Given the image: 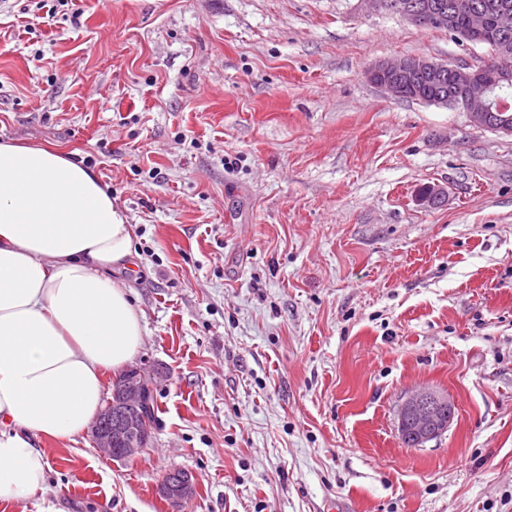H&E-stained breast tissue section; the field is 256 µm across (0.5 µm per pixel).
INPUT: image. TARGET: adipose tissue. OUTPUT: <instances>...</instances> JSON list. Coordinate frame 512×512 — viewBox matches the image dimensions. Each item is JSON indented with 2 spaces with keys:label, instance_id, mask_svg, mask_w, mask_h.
<instances>
[{
  "label": "adipose tissue",
  "instance_id": "1",
  "mask_svg": "<svg viewBox=\"0 0 512 512\" xmlns=\"http://www.w3.org/2000/svg\"><path fill=\"white\" fill-rule=\"evenodd\" d=\"M134 233L107 186L42 145L0 142V502L45 481L38 440L81 433L103 371L130 363L143 326L132 291Z\"/></svg>",
  "mask_w": 512,
  "mask_h": 512
}]
</instances>
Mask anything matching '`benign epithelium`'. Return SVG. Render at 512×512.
Instances as JSON below:
<instances>
[{
	"mask_svg": "<svg viewBox=\"0 0 512 512\" xmlns=\"http://www.w3.org/2000/svg\"><path fill=\"white\" fill-rule=\"evenodd\" d=\"M453 9L470 19L468 40L485 30V15L474 8L472 0H455ZM402 17L419 26L437 17L432 0H412L402 10ZM442 62L426 55L397 61L378 62L367 70L370 83L387 95L400 98L406 86L430 78L442 71ZM486 64L450 62L448 71L453 90L463 94V111L476 127L501 129L497 113L509 108L502 96L495 97L496 83L484 76ZM164 372L154 367H132L113 383L112 398L91 426V436L98 451L107 458H133L149 446L151 430L141 424V410L150 392L157 389ZM456 405L435 390H422L407 396L397 410V433L412 447H421L448 431L455 417ZM158 494L173 508L195 492L193 476L182 471L166 473L157 485Z\"/></svg>",
	"mask_w": 512,
	"mask_h": 512,
	"instance_id": "7a95c632",
	"label": "benign epithelium"
}]
</instances>
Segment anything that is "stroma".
Listing matches in <instances>:
<instances>
[{"mask_svg":"<svg viewBox=\"0 0 512 512\" xmlns=\"http://www.w3.org/2000/svg\"><path fill=\"white\" fill-rule=\"evenodd\" d=\"M485 54L365 0H0V140L91 160L166 373L149 448L43 440L0 512H171L173 468L181 512H512V136L366 78ZM421 388L457 414L414 448ZM455 410L454 401L435 390L409 395L397 410V433L403 442L421 447L448 431ZM157 492L171 504L173 511L178 512L175 509L194 494L195 481L193 476L184 470L171 471L166 473L157 485Z\"/></svg>","mask_w":512,"mask_h":512,"instance_id":"obj_1","label":"stroma"}]
</instances>
